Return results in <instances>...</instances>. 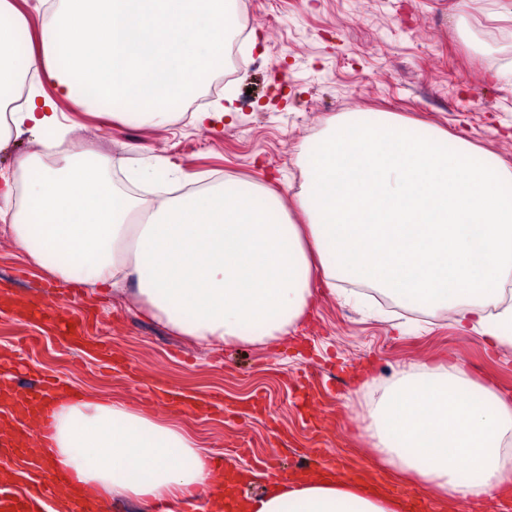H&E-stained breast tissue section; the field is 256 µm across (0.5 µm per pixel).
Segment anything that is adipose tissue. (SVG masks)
Returning a JSON list of instances; mask_svg holds the SVG:
<instances>
[{
	"label": "adipose tissue",
	"instance_id": "obj_1",
	"mask_svg": "<svg viewBox=\"0 0 512 512\" xmlns=\"http://www.w3.org/2000/svg\"><path fill=\"white\" fill-rule=\"evenodd\" d=\"M235 0H54L41 48L16 69L25 19L0 28V151L28 137L16 202L0 205L15 245L65 283L111 291L204 346L287 335L314 273L375 287L401 306L451 311L462 331L512 352V167L446 131L389 114L337 115L300 156L298 224L253 182L145 200L115 185L117 162L66 154L58 103L169 123L224 71ZM96 36L81 54L70 37ZM365 419L369 453L448 506L482 512L512 491V395L461 364L426 363L379 384ZM36 443L74 483L146 512L215 503L223 486L202 443L150 412L99 393L60 397ZM343 479L287 480L247 512H400Z\"/></svg>",
	"mask_w": 512,
	"mask_h": 512
}]
</instances>
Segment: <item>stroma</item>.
Listing matches in <instances>:
<instances>
[{"label":"stroma","mask_w":512,"mask_h":512,"mask_svg":"<svg viewBox=\"0 0 512 512\" xmlns=\"http://www.w3.org/2000/svg\"><path fill=\"white\" fill-rule=\"evenodd\" d=\"M481 0H237L244 38L220 89L198 94L193 110L233 95L234 124L197 126L183 114L164 126L72 111L59 103L70 155L94 149L156 166L158 181L175 168L200 181L260 183L294 206L302 183L299 153L340 113H392L465 134L512 166V36L482 26ZM18 251L0 223V286L40 306L50 319L0 315V348L18 362L14 382L37 374L68 388L142 406L139 381L221 406L202 413L155 408L163 421L195 435L210 455L248 470L246 492L262 493L270 472L291 474L296 460L322 449L341 479L360 474L392 494L419 486L369 457L362 439L367 381L421 362L462 364L471 378L512 394V355L493 353L478 333H462L448 313L421 316L378 300L355 307L331 296L321 279L302 323L267 345L204 347L169 331L122 296L67 284ZM85 320L139 374L106 371L61 340L54 320Z\"/></svg>","instance_id":"35a3bbf8"}]
</instances>
